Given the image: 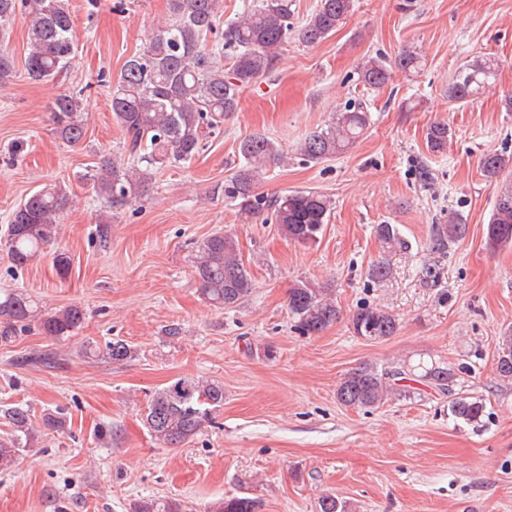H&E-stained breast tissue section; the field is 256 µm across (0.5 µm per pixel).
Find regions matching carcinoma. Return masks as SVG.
I'll list each match as a JSON object with an SVG mask.
<instances>
[{
  "mask_svg": "<svg viewBox=\"0 0 512 512\" xmlns=\"http://www.w3.org/2000/svg\"><path fill=\"white\" fill-rule=\"evenodd\" d=\"M295 0H243L238 16L224 21V33L206 48L207 35L214 32L221 0H169L170 19L142 53L127 60L112 92V115L124 135L125 148L134 159L126 163L114 154L97 155L91 172L85 174L91 192L122 207L140 196L155 171L192 159L210 136L221 131L224 116L237 110L241 91L273 71L278 55L292 35L306 44L328 38L344 23L355 0H318L315 10L300 27L294 26ZM28 20V53L25 69L34 81L61 76L75 53L73 17L66 0H0V28L16 12ZM228 61L223 65L219 58ZM416 73L422 67L417 49L408 46L394 62L382 56L369 57L358 67V80L377 90L384 87L392 67ZM497 64L490 58H476L462 64L448 84V100L467 102L494 78ZM14 58L0 43V86L13 76ZM84 90L63 92L54 101L52 122L56 136L77 145L86 134L83 112ZM370 126V112L364 103L349 99L321 130L300 144L303 159L319 162L347 150ZM451 131L445 122H433L427 129V147L441 153ZM240 164L217 190L224 203L244 219L267 213L279 231L301 245L318 242L329 222L332 201L315 190H295L267 197L255 192V184L271 162L283 163L286 154L271 139L249 136L238 145ZM483 176L496 182L512 172V156L487 153L480 159ZM69 197L60 185H48L21 202L12 212L4 236L15 268L30 265L52 243L58 233ZM469 231L458 218L433 228L434 247L444 249L464 239ZM375 234L387 252L406 247L393 224H379ZM486 244L494 250L512 249V181L498 191L486 227ZM200 291L217 309L237 308L248 301L254 288L235 237L220 231L210 235L197 250L194 260ZM288 313L303 335L323 332L339 318V310L328 289L299 281L289 289ZM84 310L69 305L53 313L39 310L32 296L18 290L0 292V340L7 342L18 329L39 323L48 336H68L79 329ZM355 335L368 340H385L399 330V319L388 310L370 305L359 307L351 316ZM89 354L123 361L130 348L122 340L101 350L87 345ZM497 374L512 380V333L498 345ZM419 378L424 385L450 397L448 411L462 423L480 421L485 406L481 399L456 395L457 373L447 366L397 363L380 368L364 362L342 380L336 398L345 407L370 409L390 396H407L411 387L404 381ZM224 407V384L195 377H179L154 390L144 414L152 436L166 446L185 444L213 423ZM0 421L11 430V438L0 443V468L8 469L22 448L38 438L29 410L22 406L0 407ZM317 512H349L347 501L334 494L318 500ZM131 512H183L175 500L151 498L133 503ZM213 512H261V502L247 496H231L218 502Z\"/></svg>",
  "mask_w": 512,
  "mask_h": 512,
  "instance_id": "obj_1",
  "label": "carcinoma"
}]
</instances>
